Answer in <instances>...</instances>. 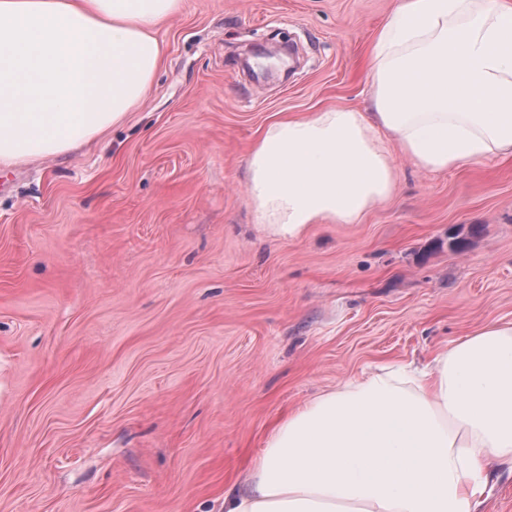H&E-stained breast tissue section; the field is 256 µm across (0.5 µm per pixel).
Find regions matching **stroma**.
Wrapping results in <instances>:
<instances>
[{"instance_id":"obj_1","label":"stroma","mask_w":512,"mask_h":512,"mask_svg":"<svg viewBox=\"0 0 512 512\" xmlns=\"http://www.w3.org/2000/svg\"><path fill=\"white\" fill-rule=\"evenodd\" d=\"M399 0H184L124 122L0 169V512H224L317 397L512 322V157L418 170L277 241L246 159L285 116L371 109ZM287 43L293 71L257 78ZM472 512H512L492 460Z\"/></svg>"}]
</instances>
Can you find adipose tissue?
Segmentation results:
<instances>
[{
  "label": "adipose tissue",
  "instance_id": "1",
  "mask_svg": "<svg viewBox=\"0 0 512 512\" xmlns=\"http://www.w3.org/2000/svg\"><path fill=\"white\" fill-rule=\"evenodd\" d=\"M183 0H0V168L120 124L162 62ZM372 109L271 123L247 156L258 230L288 242L390 196L395 137L415 167L512 156V0H400L374 53ZM512 458V322L289 415L225 512H470L483 464Z\"/></svg>",
  "mask_w": 512,
  "mask_h": 512
}]
</instances>
